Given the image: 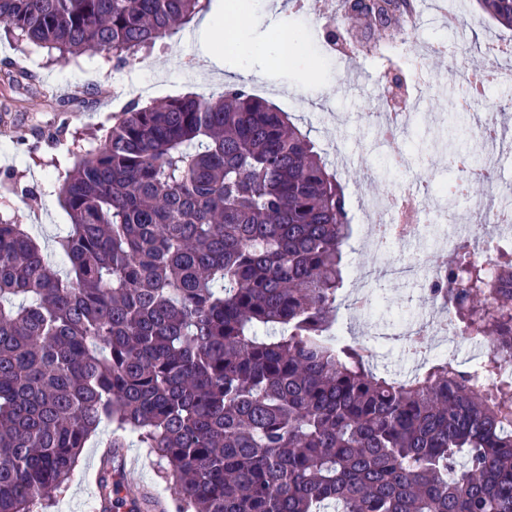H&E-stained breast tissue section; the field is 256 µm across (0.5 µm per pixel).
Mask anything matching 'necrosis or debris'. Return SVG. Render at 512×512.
Segmentation results:
<instances>
[{"instance_id":"1","label":"necrosis or debris","mask_w":512,"mask_h":512,"mask_svg":"<svg viewBox=\"0 0 512 512\" xmlns=\"http://www.w3.org/2000/svg\"><path fill=\"white\" fill-rule=\"evenodd\" d=\"M426 49H433L448 58L445 80L457 87L452 97L456 111L470 114L473 135L480 145L484 159L473 164L469 154L461 152L450 156L448 168L455 179L485 185L481 196L469 197L470 210L475 218L464 231H456L447 221V213L439 206L446 197L447 186L436 180L427 168L415 165L405 146V135L418 119L419 106L428 100L435 81L424 71L421 62H410L404 80L402 102H395L388 90H380L379 101L384 105L386 121L376 126L378 145L385 150L389 165L409 171L410 180L400 190H392L373 199L360 201V214L379 210L384 212V224H370L365 237L360 238V248L380 257L386 271L396 277L415 278L422 284L434 282L439 273L429 267L418 266L405 249L414 243L426 241L431 225H439L435 240L437 248L454 250L461 238H468L474 249L473 260L487 271H494L499 244L512 237V182L502 176L504 160L512 158V132L506 131L495 113L483 111L490 84L512 79V68L496 66L490 82L474 78L472 73L459 72L455 63L456 52L443 42H426ZM392 335L401 339L400 348L417 364L456 358L461 345H468V362L472 372H480L487 350L477 339H462L450 330L447 319L435 320L424 315H401L391 324Z\"/></svg>"}]
</instances>
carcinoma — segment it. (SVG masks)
Listing matches in <instances>:
<instances>
[{
  "mask_svg": "<svg viewBox=\"0 0 512 512\" xmlns=\"http://www.w3.org/2000/svg\"><path fill=\"white\" fill-rule=\"evenodd\" d=\"M399 0L369 31L407 39ZM512 31V0H476ZM210 0H0L6 32L67 62L118 63ZM55 266L0 221V512L66 488L102 425L174 479L179 512H512V379L438 359L405 378L331 337L354 233L325 153L243 84L133 99L60 176ZM429 296L512 358V246L491 275L468 240Z\"/></svg>",
  "mask_w": 512,
  "mask_h": 512,
  "instance_id": "cac0c4a2",
  "label": "carcinoma"
}]
</instances>
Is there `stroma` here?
<instances>
[{
  "label": "stroma",
  "mask_w": 512,
  "mask_h": 512,
  "mask_svg": "<svg viewBox=\"0 0 512 512\" xmlns=\"http://www.w3.org/2000/svg\"><path fill=\"white\" fill-rule=\"evenodd\" d=\"M451 5L458 24L433 21L424 32L425 38L443 36L449 44L463 43L461 64L469 66L483 60L487 41H501L505 30L483 14L475 0H451ZM249 8L252 20L245 27V36L253 42L273 41L269 18L274 13L288 27L306 31L311 26L310 20L291 7L273 11L272 0H251ZM171 41L178 45V52L169 53L158 46L120 66L92 53L63 63L48 49L27 47V80L20 89L10 92L0 86L1 218L26 226L44 249H52L54 237L69 222L59 201L60 174L74 165L77 155L97 147L99 138L112 125L113 113L124 108L131 92H139L146 102L202 92L216 97L228 85L240 82L241 63L234 56L225 57L219 75L204 70L186 71L185 59L203 58L196 23L185 25ZM310 57V67L283 71L271 79L272 102L308 129L325 153L337 150L345 157L338 175L350 203L398 188L408 176L388 167L375 143L374 128L367 121L368 111L377 102L378 82L392 71V64L376 54L360 57L356 65L360 80L348 89L344 86L342 62L321 57L315 51ZM323 84L328 90L320 104H313L302 93L304 87ZM446 99L443 93L432 98L428 103L432 125H414L407 135L408 144L425 145V152L416 153L415 158L429 164L441 180L446 179L447 172L446 152L440 144L448 137H455L457 149L470 152L474 160L482 158L471 135L470 116L446 111ZM61 102L66 103V111H58ZM373 288L382 302L369 313L352 316L347 309H339L338 320L349 336L365 341L376 325L399 312L425 314L436 309L421 284L385 277ZM128 453L136 461L132 479L151 487L165 502H172L173 480L162 473L150 450L134 443ZM98 454L95 443H88L75 468L76 480L57 496L48 512H86L96 497Z\"/></svg>",
  "instance_id": "stroma-1"
}]
</instances>
